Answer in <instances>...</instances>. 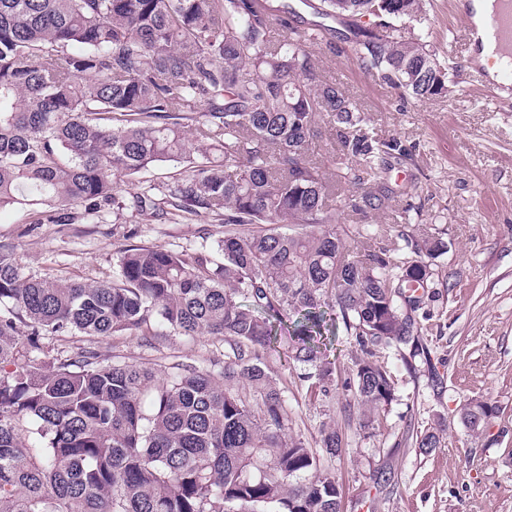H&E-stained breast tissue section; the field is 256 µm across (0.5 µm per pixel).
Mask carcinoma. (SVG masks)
<instances>
[{
  "instance_id": "cac0c4a2",
  "label": "carcinoma",
  "mask_w": 512,
  "mask_h": 512,
  "mask_svg": "<svg viewBox=\"0 0 512 512\" xmlns=\"http://www.w3.org/2000/svg\"><path fill=\"white\" fill-rule=\"evenodd\" d=\"M322 2L323 15L353 20L360 68L419 101L448 91L409 27L427 0ZM287 13L261 0H0V208L28 206L40 224L56 206L60 224L180 159L185 170L156 190L175 216L226 227L192 253L127 248L102 283L26 276L0 244V512H340L335 476L288 434L268 358L286 332L284 361L309 387L387 408L382 354L419 341L397 299H417L432 276L422 257L444 242L412 239L401 257L367 240L347 254L342 213L386 208L389 191L366 182L401 148L321 75L311 46L327 28L292 26ZM323 116L341 146L334 185L308 158ZM338 322L355 349L342 380ZM156 324L229 349L199 370L89 346L154 336ZM49 335L88 345L53 354ZM493 413L477 399L461 408L475 435ZM321 448L342 455L336 427L322 428Z\"/></svg>"
}]
</instances>
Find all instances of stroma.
<instances>
[{"label": "stroma", "mask_w": 512, "mask_h": 512, "mask_svg": "<svg viewBox=\"0 0 512 512\" xmlns=\"http://www.w3.org/2000/svg\"><path fill=\"white\" fill-rule=\"evenodd\" d=\"M421 27L439 64L448 69L444 96L419 101L380 76L365 72L348 42V29L327 24L332 45L314 47L326 79L339 82L378 137L407 151L381 176L394 191L387 207L360 216L346 213L337 230L349 250L355 232L372 225L379 245L402 255L407 238H440L442 254L428 258L431 282L412 316L423 350L392 351L386 364L397 399L361 429L362 408L340 393L313 398L298 371L271 356L270 367L285 392L288 431L319 449L323 423H334L347 447L329 462L341 491V512H512V103L501 104L468 75L464 49L467 18L451 17L448 0H429ZM183 163L164 166L122 183L118 204L73 208L67 224H33L27 209H0V243L15 244V259L38 278L108 281L120 252L130 246L194 252L216 245L223 225L199 215L184 224L150 218L129 205L133 194L170 181ZM101 351L123 360L205 369L224 351L210 336L193 340L162 331L144 345L138 336L99 339ZM497 409L480 436L460 418L469 399ZM437 431L431 453L414 435ZM393 474L386 486L374 471Z\"/></svg>", "instance_id": "1"}]
</instances>
